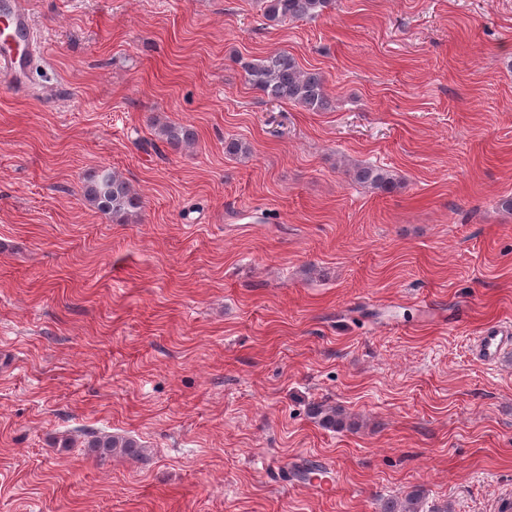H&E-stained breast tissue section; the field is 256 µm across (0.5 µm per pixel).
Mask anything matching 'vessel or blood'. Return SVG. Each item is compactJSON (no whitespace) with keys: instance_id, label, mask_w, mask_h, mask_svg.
Here are the masks:
<instances>
[{"instance_id":"vessel-or-blood-1","label":"vessel or blood","mask_w":512,"mask_h":512,"mask_svg":"<svg viewBox=\"0 0 512 512\" xmlns=\"http://www.w3.org/2000/svg\"><path fill=\"white\" fill-rule=\"evenodd\" d=\"M38 39L29 0H0V87L15 96L29 94L27 75L38 59ZM512 350V324L485 326L475 346L476 358L495 364Z\"/></svg>"}]
</instances>
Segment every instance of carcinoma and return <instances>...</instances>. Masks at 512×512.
Masks as SVG:
<instances>
[{
  "mask_svg": "<svg viewBox=\"0 0 512 512\" xmlns=\"http://www.w3.org/2000/svg\"><path fill=\"white\" fill-rule=\"evenodd\" d=\"M334 0H264L263 16L271 22L315 18L332 7ZM248 82L265 97L277 102L292 103L308 111L320 112L329 107L325 78L321 72L302 68L294 56L280 51L244 62ZM164 143L174 150L191 145L195 139L192 128L179 123H166L159 129ZM355 182L379 192L388 193L397 184L396 175L373 165H357L352 169ZM84 196L100 212L121 220L141 208V198L128 182L109 167L91 171L84 183ZM312 415L318 423L329 429L349 426L343 411L336 407L317 405ZM87 447L97 457L112 455L136 458L140 444L130 437L86 434ZM422 492L415 490L405 498L390 499L383 512H420Z\"/></svg>",
  "mask_w": 512,
  "mask_h": 512,
  "instance_id": "obj_1",
  "label": "carcinoma"
}]
</instances>
